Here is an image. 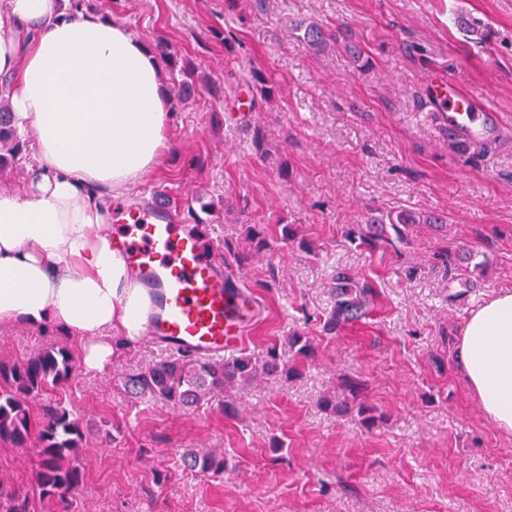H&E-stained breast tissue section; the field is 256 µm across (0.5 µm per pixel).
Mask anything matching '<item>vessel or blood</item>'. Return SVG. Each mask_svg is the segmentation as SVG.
<instances>
[{
	"mask_svg": "<svg viewBox=\"0 0 512 512\" xmlns=\"http://www.w3.org/2000/svg\"><path fill=\"white\" fill-rule=\"evenodd\" d=\"M425 97L441 126L472 140L490 130L489 113L469 95L434 76ZM113 249L137 279L154 285L145 331L172 352L204 359L223 357L242 345L258 315L255 298L225 274L218 246L198 225L176 223L166 190L154 189L149 207L117 206L112 211Z\"/></svg>",
	"mask_w": 512,
	"mask_h": 512,
	"instance_id": "obj_1",
	"label": "vessel or blood"
}]
</instances>
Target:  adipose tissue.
Listing matches in <instances>:
<instances>
[{
    "label": "adipose tissue",
    "mask_w": 512,
    "mask_h": 512,
    "mask_svg": "<svg viewBox=\"0 0 512 512\" xmlns=\"http://www.w3.org/2000/svg\"><path fill=\"white\" fill-rule=\"evenodd\" d=\"M1 76L35 164L24 193L0 191V331L62 330L103 371L151 310L112 249V207L169 148L161 61L99 12L0 0ZM456 355L482 413L512 435V292L469 315Z\"/></svg>",
    "instance_id": "obj_1"
}]
</instances>
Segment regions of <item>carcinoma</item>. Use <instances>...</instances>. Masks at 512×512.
Wrapping results in <instances>:
<instances>
[{"label":"carcinoma","mask_w":512,"mask_h":512,"mask_svg":"<svg viewBox=\"0 0 512 512\" xmlns=\"http://www.w3.org/2000/svg\"><path fill=\"white\" fill-rule=\"evenodd\" d=\"M300 39L322 51L337 35L321 26L310 24L299 28ZM154 50L169 66L172 88L169 95L176 101L194 96L207 84V77L197 74L190 64H182L170 44L163 38ZM7 84L0 85V174L16 165L23 142L13 125ZM440 224L441 218L429 215L423 219L404 211L388 212L360 228L359 246L385 249L393 245L386 225ZM370 288L353 285L337 294L331 324L356 320L366 314ZM278 369L276 358L259 363L248 356L230 361L202 360L190 356H171L121 379V387L133 401L159 400L178 411H193L209 403L213 397L234 386L246 385L258 375ZM76 362L67 346L52 343L18 362H0V442L15 448H35L40 468L32 486L39 501L57 499L77 491L84 483L85 472L72 462L79 455L95 423L74 412L64 402L55 400L34 415L30 402L71 379ZM182 459L187 469L200 473L224 469V457L210 452L186 449ZM0 512H31L29 496H18L0 486Z\"/></svg>","instance_id":"cac0c4a2"}]
</instances>
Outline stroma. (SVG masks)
Returning a JSON list of instances; mask_svg holds the SVG:
<instances>
[{
	"label": "stroma",
	"instance_id": "35a3bbf8",
	"mask_svg": "<svg viewBox=\"0 0 512 512\" xmlns=\"http://www.w3.org/2000/svg\"><path fill=\"white\" fill-rule=\"evenodd\" d=\"M97 5L209 76L212 90L172 106L162 168L126 198L142 204L165 187L177 223L207 226L225 271L261 307L242 353L275 351L282 369L226 408L190 412L124 394V374L167 356L148 341L79 372L50 396L104 429L85 443L79 493L39 512H512V436L485 418L456 361L471 310L512 289V0ZM460 15L488 39L458 28ZM309 22L341 42L321 52L300 42L296 26ZM249 62L259 81L241 78ZM434 69L496 111L485 140L439 125L424 91ZM399 209L446 221L411 225L397 253L346 241L366 217ZM257 225L271 244L259 255L248 239ZM340 272L371 285L374 308L328 332ZM294 336L308 337L311 357L296 355ZM60 338L0 333V360ZM355 377L384 416L374 427L320 407ZM187 448L223 455V473L184 469ZM38 463L34 449L0 444V483L26 491Z\"/></svg>",
	"mask_w": 512,
	"mask_h": 512
}]
</instances>
